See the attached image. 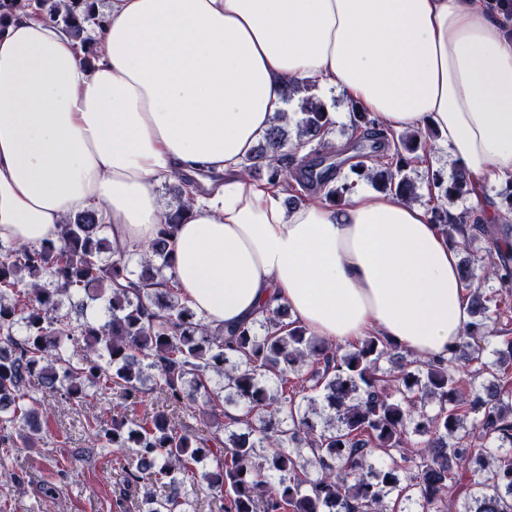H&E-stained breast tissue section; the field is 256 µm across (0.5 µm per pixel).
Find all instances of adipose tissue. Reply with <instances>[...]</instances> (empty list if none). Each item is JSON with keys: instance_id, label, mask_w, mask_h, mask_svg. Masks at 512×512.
<instances>
[{"instance_id": "ef3b65f1", "label": "adipose tissue", "mask_w": 512, "mask_h": 512, "mask_svg": "<svg viewBox=\"0 0 512 512\" xmlns=\"http://www.w3.org/2000/svg\"><path fill=\"white\" fill-rule=\"evenodd\" d=\"M495 0H109L100 59L48 15L0 21V240L94 211L154 238L173 173L211 174L169 240L179 295L214 329L286 305L311 335L375 332L418 358L471 321L431 210L363 188L287 204L244 178L286 85L336 88L398 132L434 127L474 191L512 178V22Z\"/></svg>"}]
</instances>
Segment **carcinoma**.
Here are the masks:
<instances>
[{
	"instance_id": "1",
	"label": "carcinoma",
	"mask_w": 512,
	"mask_h": 512,
	"mask_svg": "<svg viewBox=\"0 0 512 512\" xmlns=\"http://www.w3.org/2000/svg\"><path fill=\"white\" fill-rule=\"evenodd\" d=\"M31 6L49 10L76 40L100 24L89 0H0L1 12ZM300 111L297 145L314 142V152L335 157L324 102L310 95ZM353 117L351 144H374L316 180L305 176L307 157L286 150L278 123L244 174L331 205L361 182L412 198L407 170L425 148L422 133L397 135L368 112ZM174 178L181 202L144 244L137 271L93 211L68 217L56 240L0 244V466L43 439L44 394L82 407L114 388L135 404L149 389L161 404L140 421L85 422L92 446L135 449L115 512H196L198 490L184 482L196 472L219 512H391L392 494L401 512H512V307L501 298L512 293L511 225L470 224L466 212L450 219L447 207L434 208L452 246L466 251L484 239L491 247L477 268L462 261L473 320L448 357L423 361L376 334L350 349L311 336L285 321L281 306L227 333L211 329L166 276L168 238L194 190L190 177ZM429 185L440 200L471 193L460 167L450 178L431 173ZM81 291L85 298L61 312L62 297ZM489 347L490 363L482 360ZM200 400L215 425L209 437L170 416ZM229 405L246 413L236 418ZM226 418L243 428L229 429ZM413 435L422 445L408 452Z\"/></svg>"
}]
</instances>
